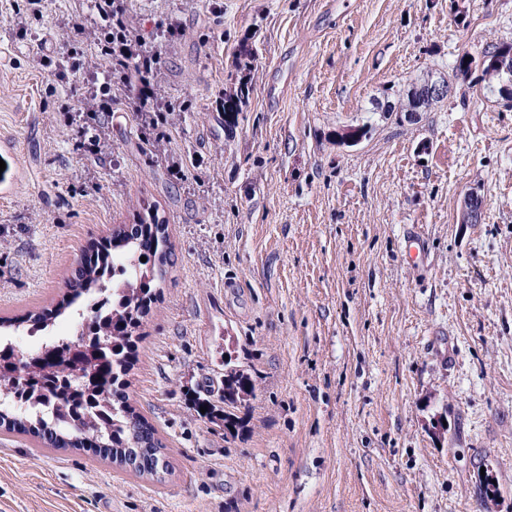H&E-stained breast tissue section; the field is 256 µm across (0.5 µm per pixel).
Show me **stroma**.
Segmentation results:
<instances>
[{
  "label": "stroma",
  "instance_id": "1",
  "mask_svg": "<svg viewBox=\"0 0 512 512\" xmlns=\"http://www.w3.org/2000/svg\"><path fill=\"white\" fill-rule=\"evenodd\" d=\"M10 3L0 317L53 308L117 224L158 219L174 265L128 376L168 474L0 431V512H512V106L373 109L512 40V0H129L145 31L163 12L182 27L161 87L186 110L159 145L114 104L95 156L67 124L74 83L35 63L83 0L24 29ZM242 79L228 127L217 100ZM171 152L200 164L176 179ZM228 347L258 381L232 433L192 404Z\"/></svg>",
  "mask_w": 512,
  "mask_h": 512
}]
</instances>
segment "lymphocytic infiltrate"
Masks as SVG:
<instances>
[{"label":"lymphocytic infiltrate","instance_id":"1","mask_svg":"<svg viewBox=\"0 0 512 512\" xmlns=\"http://www.w3.org/2000/svg\"><path fill=\"white\" fill-rule=\"evenodd\" d=\"M72 36L62 54H43L38 65L60 78L89 76L88 48L97 46L109 62L101 76L90 78L77 111V135L86 150L98 154L105 145L103 117L123 102L141 129L154 132L156 142L170 138L174 105L163 103L159 76L163 43L146 42L129 14L127 0H87L86 12L70 23Z\"/></svg>","mask_w":512,"mask_h":512}]
</instances>
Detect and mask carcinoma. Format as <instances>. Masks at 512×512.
I'll return each mask as SVG.
<instances>
[{
    "instance_id": "obj_1",
    "label": "carcinoma",
    "mask_w": 512,
    "mask_h": 512,
    "mask_svg": "<svg viewBox=\"0 0 512 512\" xmlns=\"http://www.w3.org/2000/svg\"><path fill=\"white\" fill-rule=\"evenodd\" d=\"M512 52V42L499 41L481 51L482 62L464 52L456 59L453 78L466 79L481 67L485 94H496L500 76L496 62ZM469 61H464V58ZM431 77L419 79L406 98L380 106L383 112H430L444 101L425 95ZM249 95L238 82L224 94V123L235 124ZM146 261H141V257ZM173 264L172 249L162 224H119L106 245L74 269L66 292L54 308L31 312L15 327L27 335L48 333L66 314L79 325L76 340L49 336L28 354L0 335V428L29 433L51 448L87 449L139 476L158 477L168 471L162 441L129 402L126 376L130 349L146 311L144 301ZM222 394L202 388L195 407L207 406L201 417L221 420L224 429L240 425L233 408L253 396L255 373L237 362L224 361Z\"/></svg>"
}]
</instances>
